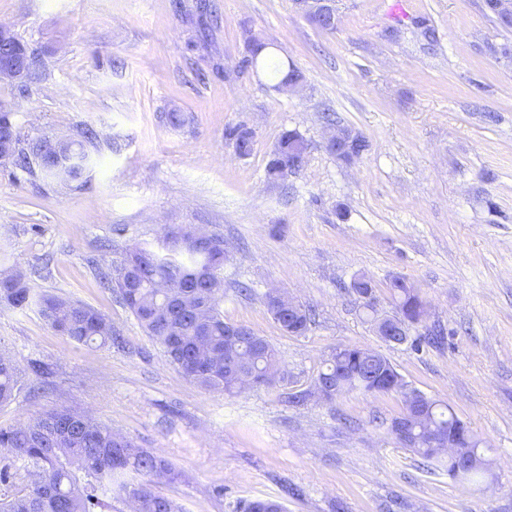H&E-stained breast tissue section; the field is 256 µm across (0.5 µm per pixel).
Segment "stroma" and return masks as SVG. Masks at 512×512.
Segmentation results:
<instances>
[{
    "label": "stroma",
    "instance_id": "1",
    "mask_svg": "<svg viewBox=\"0 0 512 512\" xmlns=\"http://www.w3.org/2000/svg\"><path fill=\"white\" fill-rule=\"evenodd\" d=\"M401 2L336 0L323 30L295 0H0V23L46 49L22 138L98 134L68 187L0 166V272L97 309L119 339L80 345L35 308L0 309V353L48 368L0 405V428L87 410L174 465L180 480L160 488L185 512L266 498L287 512H512V28L484 0ZM247 32L301 74L298 93L241 67ZM239 125L254 132L245 157ZM339 127L368 142L361 158L326 150ZM288 131L308 149L277 182L267 166ZM184 224L223 237L224 319L267 339L289 384L200 387L101 286L99 267ZM359 275L387 313L389 282L413 283L427 310L415 331L442 342H384L348 290ZM273 289L310 309L304 335L275 321ZM344 346L448 405L487 447L493 483L450 480L397 443L398 395L289 401Z\"/></svg>",
    "mask_w": 512,
    "mask_h": 512
}]
</instances>
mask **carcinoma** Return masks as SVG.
<instances>
[{"mask_svg":"<svg viewBox=\"0 0 512 512\" xmlns=\"http://www.w3.org/2000/svg\"><path fill=\"white\" fill-rule=\"evenodd\" d=\"M252 67L263 63L266 44L245 38ZM95 132L87 128L63 144L59 158L37 165L45 176L60 182H74L84 172L94 143ZM282 156L307 151V144L295 132L279 139ZM1 165L32 170L27 148L19 145L9 156H0ZM188 226H167L158 245L135 244L122 258L111 262L102 273L104 285L119 297L139 325L164 349L169 361L200 386L228 394L265 385L270 377L285 381L274 348L261 336L232 338L235 324L224 320L220 303L224 300V239L212 236L213 244L189 242ZM182 287L190 300L199 299L189 313L173 316L160 282ZM397 314L413 325L425 313L415 286L395 279L389 286ZM35 304L40 317L55 332L83 345L112 343V323L94 308L76 301L44 294L34 298L24 276L11 273L0 279V307L23 309ZM286 331L304 334L311 322L310 310L299 305L293 311L273 314ZM321 374L337 380L334 394L360 389L366 393L397 392L403 381L383 355L358 347L332 352ZM23 387L19 365L0 355V404L15 399ZM399 419L408 423L414 439L407 443L428 461L448 455V477L456 476L459 460L468 463L466 479L488 478L489 461L483 442L448 407L437 400H413L402 394ZM450 436L463 443L447 452L438 444ZM0 512H112L114 493H119L133 512H183L182 506L159 490L162 479L173 480L177 473L162 455L137 446L112 429L95 423L83 412L51 409L16 428L0 429ZM244 512H285L276 499L249 502Z\"/></svg>","mask_w":512,"mask_h":512,"instance_id":"cac0c4a2","label":"carcinoma"}]
</instances>
